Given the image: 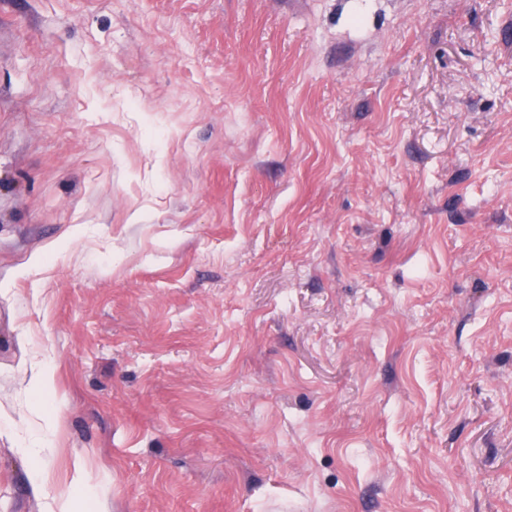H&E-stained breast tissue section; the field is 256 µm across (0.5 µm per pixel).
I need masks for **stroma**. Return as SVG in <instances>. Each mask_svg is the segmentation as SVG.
Instances as JSON below:
<instances>
[{
  "mask_svg": "<svg viewBox=\"0 0 512 512\" xmlns=\"http://www.w3.org/2000/svg\"><path fill=\"white\" fill-rule=\"evenodd\" d=\"M512 512V0H0V512Z\"/></svg>",
  "mask_w": 512,
  "mask_h": 512,
  "instance_id": "35a3bbf8",
  "label": "stroma"
}]
</instances>
